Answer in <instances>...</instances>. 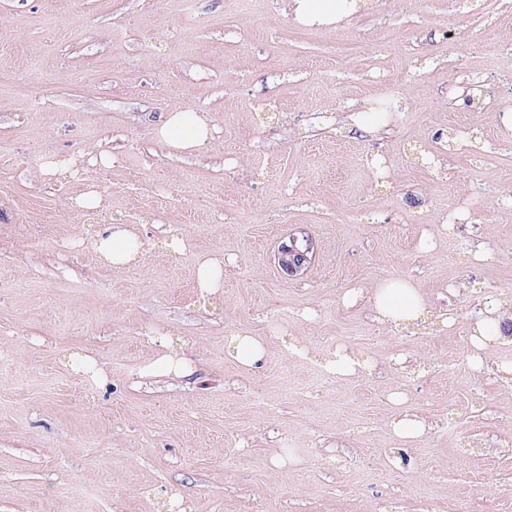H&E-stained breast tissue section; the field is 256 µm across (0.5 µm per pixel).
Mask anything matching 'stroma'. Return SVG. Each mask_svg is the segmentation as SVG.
Instances as JSON below:
<instances>
[{
	"mask_svg": "<svg viewBox=\"0 0 512 512\" xmlns=\"http://www.w3.org/2000/svg\"><path fill=\"white\" fill-rule=\"evenodd\" d=\"M510 43L512 0H369L332 31L283 0H0V512H512V342L446 371L512 308ZM461 82L485 103L449 101ZM179 108L219 130L200 153L155 138ZM50 153L79 173L41 176ZM109 224L148 245L129 267L91 246ZM382 278L422 288L423 323L344 306ZM239 330L267 343L254 370ZM168 346L191 375L151 373ZM341 348L357 377L325 370ZM406 412L429 428L404 446ZM314 250V243L309 236L289 237L277 249L275 260L281 272L287 276H297L309 265ZM196 276L204 295H213L223 287L222 264L215 259L202 261L197 267ZM487 315L480 319L473 327L471 340L472 344L478 349H485L489 345L498 342L503 336L501 326L507 315L500 313L498 308L487 310ZM227 353L240 366L252 368L263 359L265 344L255 336L238 331L234 336H230Z\"/></svg>",
	"mask_w": 512,
	"mask_h": 512,
	"instance_id": "1",
	"label": "stroma"
}]
</instances>
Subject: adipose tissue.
<instances>
[{
	"label": "adipose tissue",
	"instance_id": "adipose-tissue-1",
	"mask_svg": "<svg viewBox=\"0 0 512 512\" xmlns=\"http://www.w3.org/2000/svg\"><path fill=\"white\" fill-rule=\"evenodd\" d=\"M364 0H288L289 15L303 25L331 27L342 18L360 10ZM217 130L205 113L180 109L167 113L156 129L158 141L168 150L197 152L216 137ZM96 250L115 268L135 262L145 250L143 243L123 225L113 224L101 231L95 242ZM346 306L366 303L375 320L383 326H410L426 315L422 291L404 279L386 278L372 289H349L343 296Z\"/></svg>",
	"mask_w": 512,
	"mask_h": 512
}]
</instances>
